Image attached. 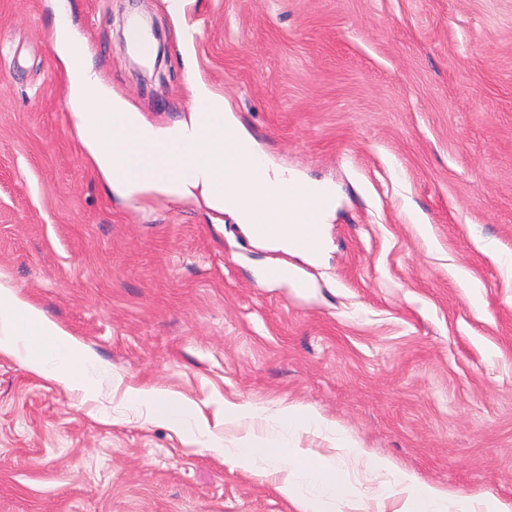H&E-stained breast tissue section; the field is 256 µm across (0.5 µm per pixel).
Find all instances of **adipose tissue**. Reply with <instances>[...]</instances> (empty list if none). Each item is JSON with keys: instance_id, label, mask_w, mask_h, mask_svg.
<instances>
[{"instance_id": "1", "label": "adipose tissue", "mask_w": 512, "mask_h": 512, "mask_svg": "<svg viewBox=\"0 0 512 512\" xmlns=\"http://www.w3.org/2000/svg\"><path fill=\"white\" fill-rule=\"evenodd\" d=\"M52 41L67 79L70 123L89 163L108 189L123 197L157 194L174 201L201 197L211 209L232 213L245 229L256 224L272 227L275 234L263 238L264 246L308 257V250L296 240L306 234L309 225L326 224L330 211H309L305 205L306 181L288 178L284 170L271 166L252 167L239 148L253 149L257 143L231 115L222 94L203 84L194 86L196 110L158 128L101 83L92 64L79 52L69 20L56 18ZM130 136L140 146L145 164H152L155 156L162 154L169 159L168 169L139 180L123 177L120 170L127 155L121 146ZM0 354L69 390L86 394L101 368L76 337L28 302L19 287L1 274ZM128 398L149 407L155 419L172 427H183L195 418L192 408L154 388L129 390ZM246 416L263 425L275 422L285 430L310 426L332 443L343 442L334 420L302 406H285L271 418L258 409L248 412L225 404V422ZM347 449L406 492L404 512H481V500L412 482L390 460L372 459L357 444H348Z\"/></svg>"}]
</instances>
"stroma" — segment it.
Listing matches in <instances>:
<instances>
[{"instance_id": "1", "label": "stroma", "mask_w": 512, "mask_h": 512, "mask_svg": "<svg viewBox=\"0 0 512 512\" xmlns=\"http://www.w3.org/2000/svg\"><path fill=\"white\" fill-rule=\"evenodd\" d=\"M66 2L147 121L186 116L202 79L272 163L335 186L336 211L309 262L202 199L110 194L68 120L54 0H0V272L109 370L85 402L0 355V512H303L310 466L343 488L329 512H399L310 430L239 463L250 427L223 422L228 402L308 406L416 481L512 500V0ZM133 21L151 62L124 45ZM271 260L309 291L261 278ZM130 387L208 424L158 422Z\"/></svg>"}]
</instances>
